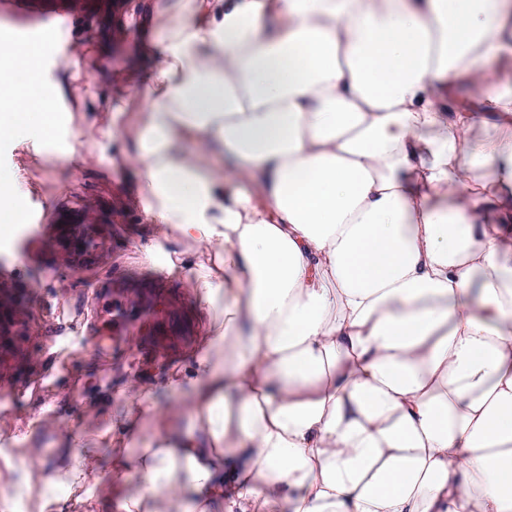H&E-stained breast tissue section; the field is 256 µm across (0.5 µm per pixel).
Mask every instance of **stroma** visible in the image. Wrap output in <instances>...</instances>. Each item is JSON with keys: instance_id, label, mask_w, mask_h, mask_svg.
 <instances>
[{"instance_id": "stroma-1", "label": "stroma", "mask_w": 512, "mask_h": 512, "mask_svg": "<svg viewBox=\"0 0 512 512\" xmlns=\"http://www.w3.org/2000/svg\"><path fill=\"white\" fill-rule=\"evenodd\" d=\"M129 8L128 0H91L65 27L67 48L43 65L46 81L65 82L68 109L57 113L53 136L0 137V173L13 175L11 199L26 215L0 234V388L13 394L0 410V512H91L94 501L140 487L137 474L126 487L112 484L110 428L124 409L122 387L140 377L165 400L169 378L188 375L206 332L208 312L186 286L192 266L172 274L164 254L143 257L153 235L139 179L123 160L122 128L138 109L128 79L145 72L147 59L126 24ZM62 58L71 62L64 75ZM71 206L95 218L104 237L83 266L68 260L65 224L34 220ZM115 285L143 300V315L164 316L154 334L139 327L108 337L99 304ZM65 430L77 438L71 453L93 452L100 482L63 497L53 484L25 487L28 442L40 443L49 470Z\"/></svg>"}]
</instances>
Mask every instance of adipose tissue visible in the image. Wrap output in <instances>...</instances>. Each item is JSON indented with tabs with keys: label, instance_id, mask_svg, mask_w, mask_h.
<instances>
[{
	"label": "adipose tissue",
	"instance_id": "1",
	"mask_svg": "<svg viewBox=\"0 0 512 512\" xmlns=\"http://www.w3.org/2000/svg\"><path fill=\"white\" fill-rule=\"evenodd\" d=\"M165 13L124 160L218 314L169 400L123 389L120 512H512V0ZM63 92L0 43L1 137L50 138Z\"/></svg>",
	"mask_w": 512,
	"mask_h": 512
}]
</instances>
